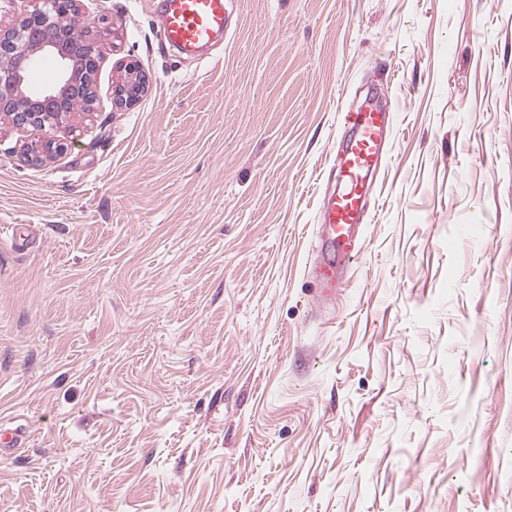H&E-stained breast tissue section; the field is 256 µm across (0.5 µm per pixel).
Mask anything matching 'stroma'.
<instances>
[{"instance_id": "obj_1", "label": "stroma", "mask_w": 512, "mask_h": 512, "mask_svg": "<svg viewBox=\"0 0 512 512\" xmlns=\"http://www.w3.org/2000/svg\"><path fill=\"white\" fill-rule=\"evenodd\" d=\"M231 8L185 59L157 0H82L112 30L92 119L38 164L0 130V512H512V0ZM374 97L323 299L340 112ZM119 76L113 86V101L117 108H129L137 103L147 87V78L136 61L119 66ZM342 112L341 124L349 134L336 155L338 190L321 210L317 225L320 250L312 278L322 298L341 288L345 269L360 254L359 229L368 222L373 177L393 127L391 112L372 101Z\"/></svg>"}]
</instances>
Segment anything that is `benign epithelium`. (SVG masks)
Instances as JSON below:
<instances>
[{"instance_id": "7a95c632", "label": "benign epithelium", "mask_w": 512, "mask_h": 512, "mask_svg": "<svg viewBox=\"0 0 512 512\" xmlns=\"http://www.w3.org/2000/svg\"><path fill=\"white\" fill-rule=\"evenodd\" d=\"M78 11L79 0H32V10L23 17L0 20V121L29 134L24 155L32 163L67 150L54 130L94 87L101 63L99 39L67 33V23ZM44 54L58 60L59 77L51 87L34 89L29 72ZM119 69L114 105L129 108L145 92L147 78L135 61L122 63Z\"/></svg>"}]
</instances>
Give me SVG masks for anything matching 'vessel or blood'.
<instances>
[{
  "instance_id": "obj_1",
  "label": "vessel or blood",
  "mask_w": 512,
  "mask_h": 512,
  "mask_svg": "<svg viewBox=\"0 0 512 512\" xmlns=\"http://www.w3.org/2000/svg\"><path fill=\"white\" fill-rule=\"evenodd\" d=\"M230 0H162L164 40L186 54H197L223 38L230 23ZM347 135L336 155L337 192L319 215L320 250L312 277L321 297L335 294L344 271L360 253L359 230L368 221L367 205L381 151L392 133V115L368 101L344 109Z\"/></svg>"
}]
</instances>
